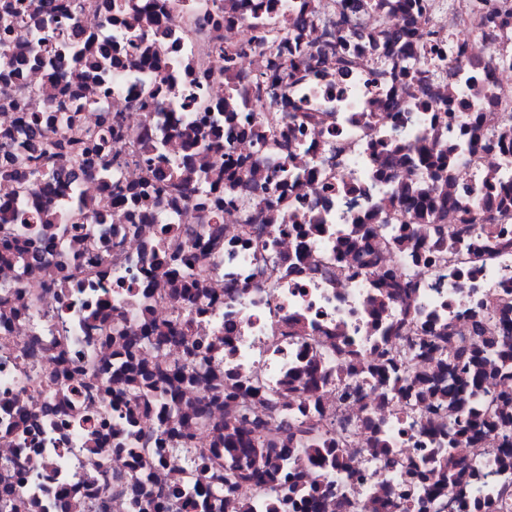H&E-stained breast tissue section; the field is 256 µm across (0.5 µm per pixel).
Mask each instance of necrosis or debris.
<instances>
[{"label": "necrosis or debris", "mask_w": 512, "mask_h": 512, "mask_svg": "<svg viewBox=\"0 0 512 512\" xmlns=\"http://www.w3.org/2000/svg\"><path fill=\"white\" fill-rule=\"evenodd\" d=\"M83 48L116 53L99 79L66 57L35 63L57 20L33 0V20L11 35L19 77L0 73V133L29 138L14 104L53 116L81 111L86 131L112 130L105 159L77 167L87 205L80 239L20 264L0 253V512H138L177 485L169 512L273 504L243 484L224 490L204 461L237 422L250 435H293L291 465L324 491L314 512H473L474 490L512 512V455L494 437L448 433L479 399L453 381L475 326L512 304V218L494 234L472 227L458 261L436 252L448 227L476 209L487 185L512 183V0H79ZM303 80L280 78L295 39ZM98 85L92 105L80 89ZM475 122H468V115ZM155 146L152 165L139 158ZM451 148L446 178L417 166L416 148ZM224 174L219 210L191 190L158 191L149 168ZM452 201L446 218L401 225L403 186ZM159 192L155 208L117 199L115 187ZM16 184L0 200L65 211L69 189ZM189 249L192 276L151 256L161 237ZM186 323L163 348L130 346L143 323ZM409 351L411 383L452 387V405L398 399L378 379L381 353ZM156 372L174 411L157 421L155 394L125 392L115 365ZM256 387L249 418L220 398L225 375ZM168 432L173 442L154 440ZM339 448L320 468L311 439ZM430 462L426 483L409 472ZM452 481H443L444 472Z\"/></svg>", "instance_id": "1"}]
</instances>
